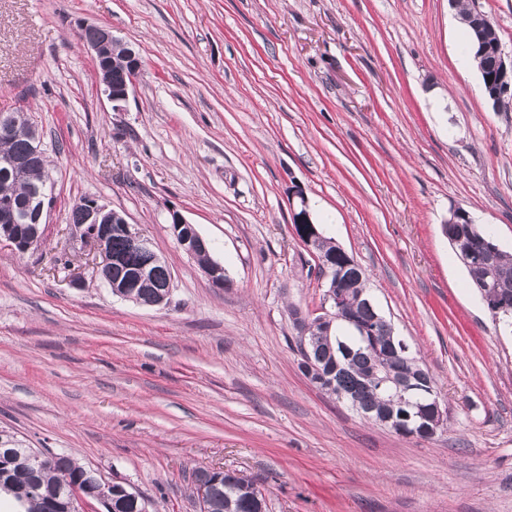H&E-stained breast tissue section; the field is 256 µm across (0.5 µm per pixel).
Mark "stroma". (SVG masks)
Wrapping results in <instances>:
<instances>
[{
	"instance_id": "1",
	"label": "stroma",
	"mask_w": 512,
	"mask_h": 512,
	"mask_svg": "<svg viewBox=\"0 0 512 512\" xmlns=\"http://www.w3.org/2000/svg\"><path fill=\"white\" fill-rule=\"evenodd\" d=\"M90 25L142 58L126 111L100 91ZM460 29L450 0H0V113L32 115L57 198L38 248L0 243V426L148 512H199L207 467L254 480L268 512H512V332L441 233L460 206L512 254V110L459 65ZM299 189L433 376L434 437L300 371L291 312L324 290ZM85 198L151 238L167 304L96 274L69 228ZM173 209L224 285L177 244Z\"/></svg>"
}]
</instances>
